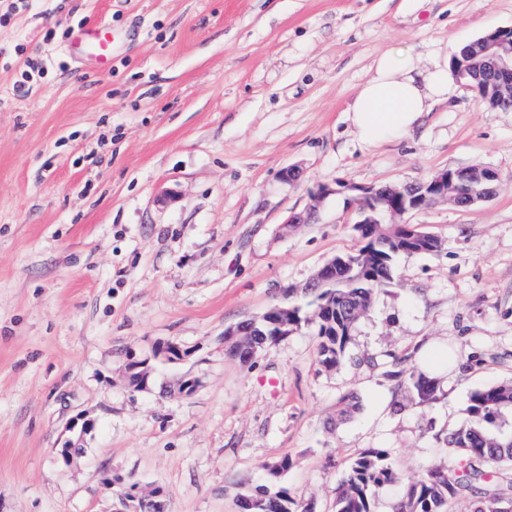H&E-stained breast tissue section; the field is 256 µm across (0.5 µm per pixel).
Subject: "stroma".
Wrapping results in <instances>:
<instances>
[{"label":"stroma","mask_w":512,"mask_h":512,"mask_svg":"<svg viewBox=\"0 0 512 512\" xmlns=\"http://www.w3.org/2000/svg\"><path fill=\"white\" fill-rule=\"evenodd\" d=\"M87 20L112 31L106 71L67 52ZM499 27L512 0H0V512H115L153 487L168 512H239L284 456L304 512H332L367 449L406 477L447 466L471 391L512 380V111L455 80L371 150L345 111L376 57L424 65ZM468 166L497 172L492 198L400 216L442 247L399 262L344 365L319 364L306 325L251 363L228 353L226 327L359 248L337 183ZM428 341L460 363L437 401L398 403L389 364ZM168 342L187 356L135 391L129 360ZM181 378L197 389L167 395ZM348 393L361 409L343 421ZM80 413L95 427L66 463Z\"/></svg>","instance_id":"1"}]
</instances>
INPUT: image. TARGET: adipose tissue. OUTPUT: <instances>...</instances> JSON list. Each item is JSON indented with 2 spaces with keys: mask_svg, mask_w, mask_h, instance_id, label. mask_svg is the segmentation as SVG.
<instances>
[{
  "mask_svg": "<svg viewBox=\"0 0 512 512\" xmlns=\"http://www.w3.org/2000/svg\"><path fill=\"white\" fill-rule=\"evenodd\" d=\"M453 73L451 58L438 54L424 66L407 52L376 58L346 112L360 144L371 149L412 133L446 99Z\"/></svg>",
  "mask_w": 512,
  "mask_h": 512,
  "instance_id": "1",
  "label": "adipose tissue"
}]
</instances>
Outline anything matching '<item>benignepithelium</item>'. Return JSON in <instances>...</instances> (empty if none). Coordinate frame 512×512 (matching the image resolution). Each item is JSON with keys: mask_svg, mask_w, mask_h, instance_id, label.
<instances>
[{"mask_svg": "<svg viewBox=\"0 0 512 512\" xmlns=\"http://www.w3.org/2000/svg\"><path fill=\"white\" fill-rule=\"evenodd\" d=\"M502 29L488 32L467 47L472 63L457 72L464 81L491 108H512V41L496 38ZM498 174L488 168L470 167L455 172L441 170L431 179L414 184L412 195L416 205L405 204L406 185H386L381 187H361L340 183L338 188L324 190L349 195L350 205L359 216L356 223L361 240L367 241L377 236V227L388 220L420 207H428L436 202H446L455 207H470L488 200L494 192ZM354 267L350 255H337L326 261L305 287L311 294L324 288H333ZM264 323L279 329L288 326V307L271 306L259 315ZM157 357L168 361L185 356L184 349L173 342L163 344L154 350ZM94 427V421L86 414H78L66 425L69 433L61 447L60 454L68 462L76 455L74 449L80 447L84 437Z\"/></svg>", "mask_w": 512, "mask_h": 512, "instance_id": "obj_1", "label": "benign epithelium"}]
</instances>
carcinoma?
<instances>
[{
    "mask_svg": "<svg viewBox=\"0 0 512 512\" xmlns=\"http://www.w3.org/2000/svg\"><path fill=\"white\" fill-rule=\"evenodd\" d=\"M387 233L362 244L354 253L356 264L349 281L312 295L309 305L333 307L329 321L306 319L303 307L288 300L289 326L282 330L261 329L268 349L288 332L312 325L318 362L327 369L344 363L357 322L368 311L373 296L393 279L400 257L422 254L420 246L407 240L408 226L386 224ZM388 376L413 406L437 399V382L407 367L403 360L392 361ZM360 409L353 394L339 401L338 415L353 417ZM466 412L469 424L444 438L453 452L446 469L428 467L408 480L396 512H453L459 501L464 512H506L512 509V382H502L472 391ZM291 466L287 457L267 466L263 484L256 493L241 498L245 512H302L299 502L282 481ZM399 479L385 448H370L350 464L347 476L336 489L334 512H372L371 502L378 490Z\"/></svg>",
    "mask_w": 512,
    "mask_h": 512,
    "instance_id": "cac0c4a2",
    "label": "carcinoma"
}]
</instances>
